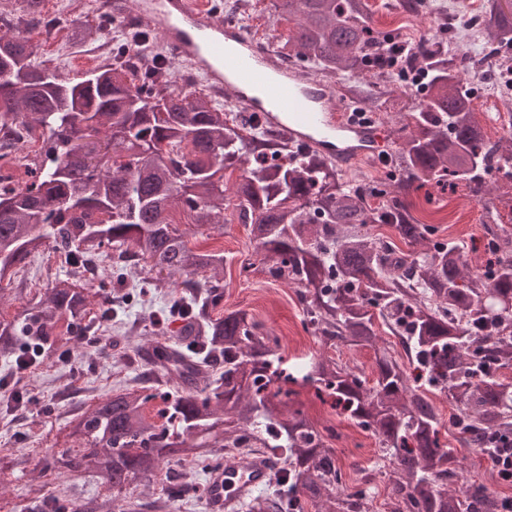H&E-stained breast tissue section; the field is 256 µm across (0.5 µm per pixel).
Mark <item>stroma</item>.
I'll return each mask as SVG.
<instances>
[{"instance_id":"1","label":"stroma","mask_w":512,"mask_h":512,"mask_svg":"<svg viewBox=\"0 0 512 512\" xmlns=\"http://www.w3.org/2000/svg\"><path fill=\"white\" fill-rule=\"evenodd\" d=\"M44 10L60 26V43L44 44L40 60L44 67L71 80L83 78L90 62L81 55L86 49L111 40V31L88 29L81 44H73L71 37L74 19L65 17L61 0H45ZM434 201L428 209L446 216L452 223V239L472 248L481 231L486 210L495 205L494 196L476 199L464 191L454 194L434 192ZM186 231L189 246L204 244L223 248L225 271L230 284L224 291L225 312L244 311L256 320L264 333L277 340V350L288 360L298 361L307 356L325 354L372 376L375 352L346 346L324 344L304 323L295 289L280 281L267 278L254 251L249 230L233 223L211 231L190 228L187 221H179ZM63 258L47 260L45 251L32 253L26 263L18 265L15 275L0 282V318L9 320L22 304L44 293L56 274L64 273ZM167 319L165 300L153 289H145L121 322H108L98 330L92 344L75 339L62 342V349L70 353L68 361L47 360L35 369L18 374L11 361L0 357V378L19 384L31 399L26 409L10 411L0 406V439L9 441L13 450L0 455V512H49L48 500L60 496L85 503L100 497L102 490L96 476L81 474H51L46 468L48 453L65 448V436L71 421L89 405L111 395L121 381H136L141 373L131 366L123 379H116L113 365L117 356L131 352L139 337L152 335L157 324ZM295 401L321 426L334 432L331 445L337 456L354 461L367 457L373 474L372 512H387L386 480L376 466L381 451L375 439L349 421L336 419L329 405L323 404L313 385L297 383ZM433 401L441 417V440L454 447L465 476L480 478L500 497H512V483L499 479L486 455L479 448H462L457 444L452 425L454 406L446 395L437 393ZM365 473V474H368ZM364 473L351 471L350 477L363 481Z\"/></svg>"}]
</instances>
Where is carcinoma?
<instances>
[{
    "instance_id": "carcinoma-1",
    "label": "carcinoma",
    "mask_w": 512,
    "mask_h": 512,
    "mask_svg": "<svg viewBox=\"0 0 512 512\" xmlns=\"http://www.w3.org/2000/svg\"><path fill=\"white\" fill-rule=\"evenodd\" d=\"M20 2L16 22L0 24V150L38 130L44 146L25 186L0 181V281L50 245L72 266L111 259L121 283L133 252L144 282L170 296L169 324H179L177 344L143 347L137 388L77 417L69 438L79 451L67 448L48 465L95 473L112 512H165L164 497L133 503L127 489L148 488L171 461H198L210 448H280L284 466L241 512H304L308 502L370 512L368 488L348 484L315 421L289 408L298 378L274 365L270 337L244 312L219 313L224 251L188 247L171 219L180 207L211 229L230 223L231 208L250 228L263 271L296 287L322 342L374 350L371 382L322 355L300 379L375 438L388 462L390 512H507L504 499L454 467L430 398L448 395L470 447L494 455L512 441V382L502 379L512 369V224L485 225L480 275L460 243L412 213V194L427 184L483 197L493 157L497 179L512 186V135L488 147L468 82L475 63L448 49L453 32L412 45L426 81L411 91L392 75L394 32L374 26L371 0H272L277 19L293 24L280 55L348 80L340 93L352 101L399 107L390 173L349 181L320 153L269 130L243 134L223 105L158 68L135 74L109 59L78 82L61 78L37 63L42 43L19 30L43 21L44 0ZM480 16L478 40L512 62V0H487ZM237 163L232 205L225 172ZM380 226L396 237L375 232ZM91 290L101 299L93 319ZM133 295L116 301L71 269L0 320V356L15 359L25 344L48 356L118 316ZM380 327L400 339L404 357L379 346ZM162 382L177 389L161 391ZM156 399L163 407L153 416L147 404Z\"/></svg>"
}]
</instances>
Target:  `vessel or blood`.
<instances>
[{"mask_svg": "<svg viewBox=\"0 0 512 512\" xmlns=\"http://www.w3.org/2000/svg\"><path fill=\"white\" fill-rule=\"evenodd\" d=\"M136 12L177 57L192 62L206 82L258 114L262 125L287 129L340 167L364 156L383 158L385 127L347 120L329 83L306 69L284 66L245 27L226 24L221 10L203 12L193 0H137ZM270 469L268 458L255 456L211 472L209 512H235L243 498L266 485Z\"/></svg>", "mask_w": 512, "mask_h": 512, "instance_id": "obj_1", "label": "vessel or blood"}]
</instances>
